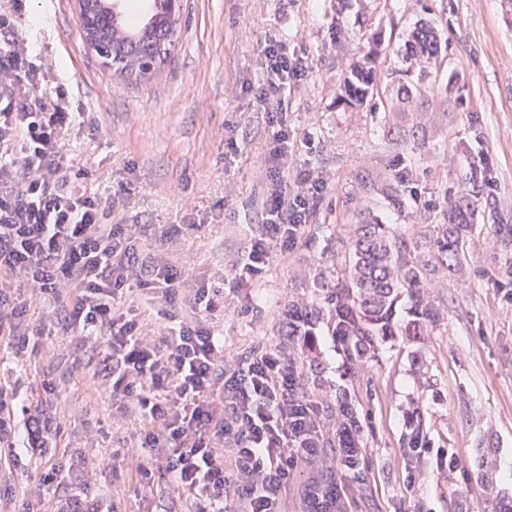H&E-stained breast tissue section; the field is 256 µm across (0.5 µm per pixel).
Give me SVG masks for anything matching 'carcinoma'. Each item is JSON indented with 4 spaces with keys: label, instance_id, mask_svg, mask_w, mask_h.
Listing matches in <instances>:
<instances>
[{
    "label": "carcinoma",
    "instance_id": "cac0c4a2",
    "mask_svg": "<svg viewBox=\"0 0 512 512\" xmlns=\"http://www.w3.org/2000/svg\"><path fill=\"white\" fill-rule=\"evenodd\" d=\"M167 5L168 0H154L151 17L140 27L130 24L119 12L106 19V42L101 57L107 67L137 81L167 58L168 45L181 18L179 14L172 15ZM411 38V67L406 72H413L417 66L422 73L425 65L439 56L438 37L433 27L422 22ZM376 57L375 53L367 56L351 70V78L344 85L345 101L361 104L367 99L368 74ZM477 196L478 192L473 190L458 198L437 238L438 258L449 269L462 261L467 233L473 229L467 223V215ZM344 253V263L336 277L318 274L314 283L317 300L288 309L287 336L296 338L294 345L313 359L315 328L319 322H326L349 369L355 371L364 359L376 357L377 341L385 342L396 336H425L437 323L438 313L425 298L426 280L412 258L410 245L389 225H358ZM403 297L408 303V319L400 323L395 320V313ZM336 424L338 447H358L359 425L348 407L336 409ZM409 428L404 447H421L426 436L418 407L411 413Z\"/></svg>",
    "mask_w": 512,
    "mask_h": 512
}]
</instances>
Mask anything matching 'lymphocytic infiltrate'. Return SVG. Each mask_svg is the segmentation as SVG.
<instances>
[{
	"label": "lymphocytic infiltrate",
	"instance_id": "f902f5d3",
	"mask_svg": "<svg viewBox=\"0 0 512 512\" xmlns=\"http://www.w3.org/2000/svg\"><path fill=\"white\" fill-rule=\"evenodd\" d=\"M23 48L0 44V284L29 283L30 298L15 300L0 287V335L18 356L50 331L30 324L35 301L63 303L62 329L82 338L104 335L93 346V375L122 403L134 404L150 426L141 445L163 453L164 473L193 500L197 512H281L298 463L318 459L323 437L316 403L300 391L293 359L277 348L224 360L214 314L224 290L256 287L275 253L294 249L324 200L323 181L298 176L289 192L288 89L309 73L306 58L278 36L264 41V77L254 97L271 131L262 224L229 276L214 278L142 257L131 225L116 224V196L84 185L87 173L67 155L63 134L80 121L68 91L36 99L45 81ZM143 300L128 298L131 288ZM169 320L164 336H143L148 313ZM18 394L0 384V447L24 433L28 447H43L49 428L38 413L16 422Z\"/></svg>",
	"mask_w": 512,
	"mask_h": 512
}]
</instances>
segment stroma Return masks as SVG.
<instances>
[{
  "label": "stroma",
  "instance_id": "1",
  "mask_svg": "<svg viewBox=\"0 0 512 512\" xmlns=\"http://www.w3.org/2000/svg\"><path fill=\"white\" fill-rule=\"evenodd\" d=\"M0 12L12 17L0 41L29 45L50 85L64 84L88 113L93 125L69 129L68 153L99 194L128 186L115 220L133 225L143 257L206 274L230 272L261 222L269 132L251 88L263 78L264 40L273 33L308 54L310 72L288 94V186L309 171L325 199L297 247L274 254L259 288L225 296L216 331L226 357L280 348L295 359L303 394L348 402L364 476L338 463L336 427L321 418L322 455L295 471L282 510L306 512L309 487L331 478L345 486L343 512H496L498 498H512L499 469L512 457V299L500 286L512 236L493 232L512 225V13L503 0H184L167 62L140 81L103 66L85 44L77 0H25L18 14L0 0ZM423 22L438 32L440 62L407 77L408 35ZM374 44L373 96L348 105L341 89ZM404 86L412 104L399 101ZM231 134L238 150L229 155ZM475 169L490 186L451 273L432 243ZM366 221L407 239L441 321L421 339L380 343L351 380L319 324L322 391L282 322L289 303L311 296L317 268L336 273L344 241ZM88 357L62 331L24 358L0 341V381L51 423L47 447L20 438L0 450V512H194L160 477L159 451L120 447L148 422L94 384ZM414 400L431 447L454 453L465 475L425 459L406 481L404 411Z\"/></svg>",
  "mask_w": 512,
  "mask_h": 512
}]
</instances>
